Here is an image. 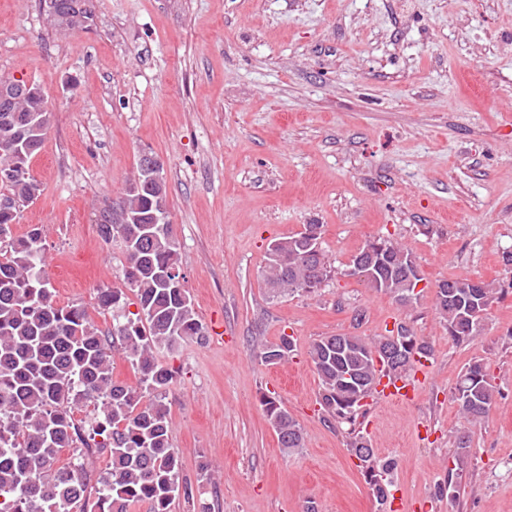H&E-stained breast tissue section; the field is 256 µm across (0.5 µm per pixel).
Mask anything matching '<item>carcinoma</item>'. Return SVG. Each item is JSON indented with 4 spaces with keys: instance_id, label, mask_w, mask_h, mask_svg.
<instances>
[{
    "instance_id": "obj_1",
    "label": "carcinoma",
    "mask_w": 512,
    "mask_h": 512,
    "mask_svg": "<svg viewBox=\"0 0 512 512\" xmlns=\"http://www.w3.org/2000/svg\"><path fill=\"white\" fill-rule=\"evenodd\" d=\"M43 2L45 12L55 9L60 15L52 21L59 32L84 29L94 20L92 14L76 15V0ZM52 116L36 83L10 102L8 111L0 103V226H6V238H0V512H72L85 500L84 470L73 461L59 464V456L78 442L109 453L98 512H131L138 503L148 505L149 512H171L181 491L180 457L169 431L175 371L157 354L173 352L188 339L201 342L207 332L185 286L172 225L154 223L160 205L168 204L166 180H148L136 169L119 207L96 218L99 236L119 246L125 257L124 287L97 292L99 308L112 311V330L102 331L84 307L56 302L45 272L42 228L32 225L21 235L13 231L21 209L40 194L30 161ZM307 243L300 232L270 243L263 280L274 295L307 292L335 275L320 241L315 242L317 268L307 264ZM369 248L364 284L412 305L417 300L413 253L384 237ZM128 290L136 298L135 312L126 309ZM497 294L483 281L448 280L435 291L434 306L448 335L463 342L479 334ZM114 349L137 374L136 385L114 378ZM293 351V338L283 335L261 345L258 357L276 365ZM430 353V343L402 323L394 337L336 334L315 340L308 350L320 380V405L339 424L355 421L382 378L405 377ZM453 398L471 426L489 415L495 386L481 363L466 368ZM77 405L93 406V418L76 423ZM261 405L281 447H303L302 427L282 403L266 396ZM347 446L359 460L377 512H387L394 463L380 458L360 430L351 429ZM470 453V437L460 436L454 467L443 483L452 499L460 498L459 472Z\"/></svg>"
}]
</instances>
